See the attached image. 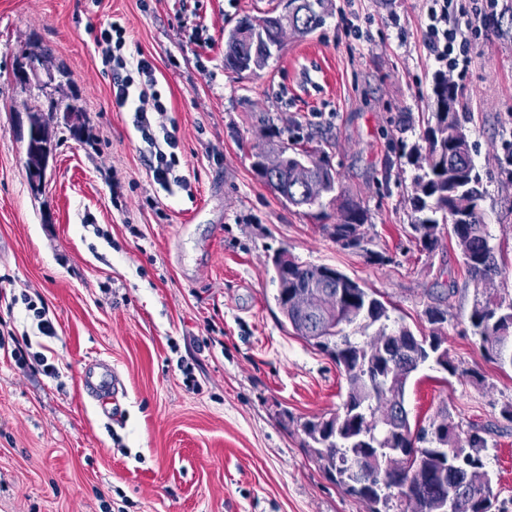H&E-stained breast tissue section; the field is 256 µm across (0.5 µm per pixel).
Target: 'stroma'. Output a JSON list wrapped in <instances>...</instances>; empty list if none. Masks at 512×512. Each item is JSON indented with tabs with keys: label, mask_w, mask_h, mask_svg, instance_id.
I'll list each match as a JSON object with an SVG mask.
<instances>
[{
	"label": "stroma",
	"mask_w": 512,
	"mask_h": 512,
	"mask_svg": "<svg viewBox=\"0 0 512 512\" xmlns=\"http://www.w3.org/2000/svg\"><path fill=\"white\" fill-rule=\"evenodd\" d=\"M279 3L0 0V332L27 337L56 369L0 350V512H366L304 445L303 422L336 412L346 380L275 303L283 251L381 295L391 326L418 335L430 331L426 307L441 303L460 373L424 367L406 390L410 419L495 425L483 456L495 498H512V422L501 415L512 369L483 355L453 238L427 253L411 233L406 155L432 119L442 68L426 47L431 0H329L324 24L288 36L266 68L226 72L225 33ZM113 18L156 67L187 187L154 183L132 113L112 103L94 38ZM37 44L49 50L39 77L20 83ZM468 52L449 78L506 269L497 288L511 298L512 6L487 10ZM52 98L77 101L86 134L73 138L55 115L37 192L28 114ZM294 141L322 143L339 188L368 209L383 262L328 236L334 206L289 205L255 174V152ZM25 293L45 300L54 335L24 304L8 306ZM91 359L119 374L120 416L86 394Z\"/></svg>",
	"instance_id": "35a3bbf8"
}]
</instances>
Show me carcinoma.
<instances>
[{"mask_svg": "<svg viewBox=\"0 0 512 512\" xmlns=\"http://www.w3.org/2000/svg\"><path fill=\"white\" fill-rule=\"evenodd\" d=\"M327 3L308 0V6L317 9L310 10L300 36L311 34L324 23ZM266 39L264 33L256 31L252 18L239 19L224 35V69L239 75L265 68L273 58L266 49ZM432 92L434 125L423 134L425 147H412L408 156V161L420 170L414 178L412 196L414 239L432 253L439 247L442 230L450 226L468 284L474 290L470 322L487 356L501 366L512 367V298L490 288L506 270L499 264L484 224L482 179L471 155L465 121L458 112L459 93L456 87L448 86V77L441 72L434 76ZM56 112L78 116L81 109L72 102H56L50 104L46 114H30V125L48 144L49 125ZM281 151L288 158V177L297 181L314 176L326 183V194L337 210L336 223L326 226V230L336 244L381 258L368 248V209L336 191L326 152L286 146ZM302 155L311 160V168L297 167L295 159ZM26 156L29 182L37 189L52 153L34 158L28 148ZM320 268L334 275L336 308L322 310L310 335L304 333L306 325L293 313H288L286 321L296 335L334 360L345 376L347 389L336 413L302 425L307 446L346 493L369 506V512H388L392 489L377 483L376 476L403 471L406 455L410 456L413 471L404 478L407 509L403 512H448L446 498L439 492L444 486L464 489L457 512H491V476L481 451L489 447L492 430L481 427L461 431L446 417L439 425L433 421L427 427L413 426L404 406L411 377L425 365L435 363L453 376L458 372L444 347L447 311L439 304L426 307L425 316L431 325L427 336L419 337L403 325L390 329L385 303L358 281L335 268L295 259L288 266V289L307 286ZM375 323L381 324L379 332L362 341L344 333L346 326L369 327ZM393 398L398 399L400 417L391 407Z\"/></svg>", "mask_w": 512, "mask_h": 512, "instance_id": "cac0c4a2", "label": "carcinoma"}]
</instances>
